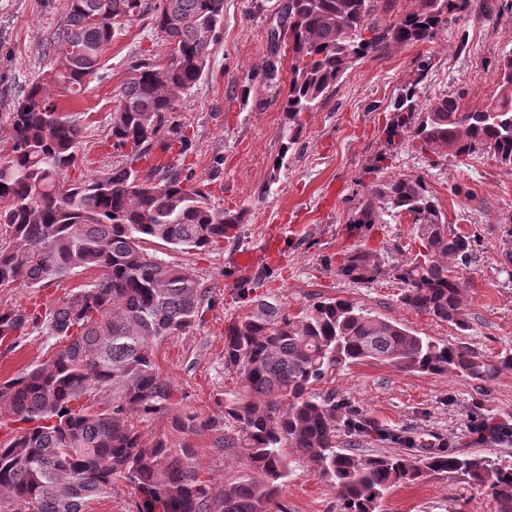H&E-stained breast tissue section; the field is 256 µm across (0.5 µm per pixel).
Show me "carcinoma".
I'll use <instances>...</instances> for the list:
<instances>
[{"instance_id":"obj_1","label":"carcinoma","mask_w":512,"mask_h":512,"mask_svg":"<svg viewBox=\"0 0 512 512\" xmlns=\"http://www.w3.org/2000/svg\"><path fill=\"white\" fill-rule=\"evenodd\" d=\"M412 8L384 24L382 0H283L278 37H268L263 79L272 81L281 55L290 78L275 166L303 135L302 115L316 111L359 59L392 47L429 42L467 11L470 0H410ZM147 14L169 48L128 68L111 113L109 136L122 159L70 179L81 138L80 117L56 98L78 96L98 75L123 25ZM224 22V0H67L66 19L47 44L50 69L8 113L11 152L0 160V287L42 288L76 270L96 269L97 282L41 313L0 310V345L13 349L34 328L55 341L53 358L0 381V512H87L121 484L133 512H273L288 479L291 448L313 463L338 494L340 512H380L399 483L431 474H461L489 491L494 512H512V465L453 448L361 456L336 445V392L316 385L351 364L376 360L427 375L460 374L479 385L512 371V352L487 355L420 336L344 298L317 300L292 314L253 288L249 311L224 329V369L238 388L217 394V413L182 408L157 367L154 346L186 332L212 307L192 270L143 248L155 239L175 250L201 251L237 238L242 216L217 209L206 184L167 163H142L180 144L185 130L169 121L175 102L206 73L210 46ZM497 96L482 110L459 111L444 96L417 108L397 102L390 135L424 154L486 156L512 167V54L498 69ZM381 210L411 217L420 249L398 265L402 305L463 330L468 283L455 270L473 258L471 237L446 224L420 177L383 178L369 189L357 224ZM351 281L380 273L376 255L350 251L336 268ZM166 420L149 437L132 418ZM355 436L375 432L363 414L346 419ZM212 437L231 457L234 474L217 481L193 466L191 438Z\"/></svg>"}]
</instances>
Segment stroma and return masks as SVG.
<instances>
[{
    "instance_id": "1",
    "label": "stroma",
    "mask_w": 512,
    "mask_h": 512,
    "mask_svg": "<svg viewBox=\"0 0 512 512\" xmlns=\"http://www.w3.org/2000/svg\"><path fill=\"white\" fill-rule=\"evenodd\" d=\"M481 2L471 0L469 11L433 42L358 60L321 107L304 114L303 136L279 166L289 67L281 65L274 81L260 78L278 0H224V25L210 47L206 74L190 96L176 101L169 120L190 136L184 162L195 180L207 181L214 206L243 212L238 238L190 253L160 241L146 245L159 258L190 266L214 299L199 325L154 349L161 374L184 407L211 413L216 394L237 383L224 369V326L249 309L239 292L245 280L293 312L317 297L346 298L421 335L488 354L512 350V169L486 157H429L386 135L394 104L406 93L422 108L452 95L463 112L494 98L497 68L512 53V0H489L488 13ZM65 15L66 0H0L1 127L14 100L46 70L47 40ZM167 51L148 17L127 22L104 57L101 78L78 98L60 101L61 109L82 116L77 170H103L119 161L108 128L127 68L140 56L161 59ZM382 176L422 177L449 226L473 239L474 258L459 271L469 285L466 330L401 305L403 286L393 269L419 249L409 216L384 213L369 227L353 225L370 186ZM275 225L281 232L269 249L266 237ZM358 246L374 251L381 263L374 280L354 283L336 274ZM243 252L254 255L252 269L237 265ZM99 276L82 270L43 288L5 286L0 308L46 310ZM54 351L38 329L14 350L0 346V380L52 358ZM328 385L379 428L411 432L427 447L512 461V437L481 441L472 432L481 421L512 426V372L481 387L454 373L425 375L368 360L337 372ZM284 455L290 473L278 498L281 512H339L335 488L313 465L293 449ZM383 510L494 512V505L463 476L442 473L393 487Z\"/></svg>"
}]
</instances>
